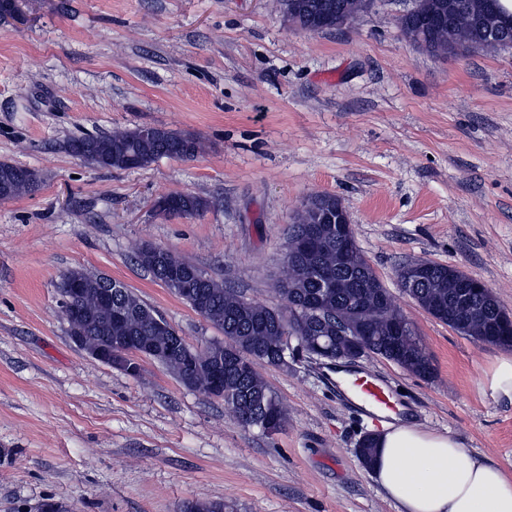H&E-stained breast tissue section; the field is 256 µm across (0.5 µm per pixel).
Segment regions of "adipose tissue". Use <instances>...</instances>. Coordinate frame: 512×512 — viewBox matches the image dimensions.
<instances>
[{
  "mask_svg": "<svg viewBox=\"0 0 512 512\" xmlns=\"http://www.w3.org/2000/svg\"><path fill=\"white\" fill-rule=\"evenodd\" d=\"M373 477L398 512H512V479L452 435L403 415L376 431Z\"/></svg>",
  "mask_w": 512,
  "mask_h": 512,
  "instance_id": "obj_1",
  "label": "adipose tissue"
}]
</instances>
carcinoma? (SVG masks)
I'll return each instance as SVG.
<instances>
[{"label":"carcinoma","instance_id":"carcinoma-1","mask_svg":"<svg viewBox=\"0 0 512 512\" xmlns=\"http://www.w3.org/2000/svg\"><path fill=\"white\" fill-rule=\"evenodd\" d=\"M89 143L94 154L100 156L105 168L135 169L147 166L143 158L165 154L176 148L197 156L201 142L193 136L175 132L153 144L144 143L139 129L117 130L96 137H79L69 142ZM26 169L9 163H0V183L9 186L12 198L31 192L37 183L22 174ZM159 199L172 210H182L187 216H200L209 207L207 200L192 194L167 193ZM453 286L443 282L435 287L439 274L425 269L418 277V287L401 284L403 292L424 312L471 340L489 345L512 346V335L504 334L500 319L503 307L492 290L476 292L472 277L454 268ZM341 274L355 283L343 293L331 292L318 300L324 279L336 277V270L322 274L308 261H283L277 292L283 307L270 308L245 298L233 288L213 279L200 287L181 292L172 286L170 291L186 302L200 316L224 333V341L204 348L208 360L199 367L176 363L178 351L169 345V339L156 332L154 320L139 318L127 324L123 335L134 345L155 346V361L169 369L185 386L211 378L212 367L219 360H235L239 367L224 369V403L236 408L238 419L250 427L265 430L271 419L279 428L287 422V411L263 377L254 369L258 362L278 368L285 367L281 355L283 331L303 336L310 347L308 355L329 362L349 359L346 339L334 335H317L315 327L338 323L362 334L367 346L365 356H378L393 362L405 371L421 378H430L434 367L426 347L412 329L406 334L395 332L400 313L394 295L371 266L363 270L344 269ZM84 335L99 349L108 351L114 346L112 337L117 329L106 321L91 318L84 324Z\"/></svg>","mask_w":512,"mask_h":512}]
</instances>
